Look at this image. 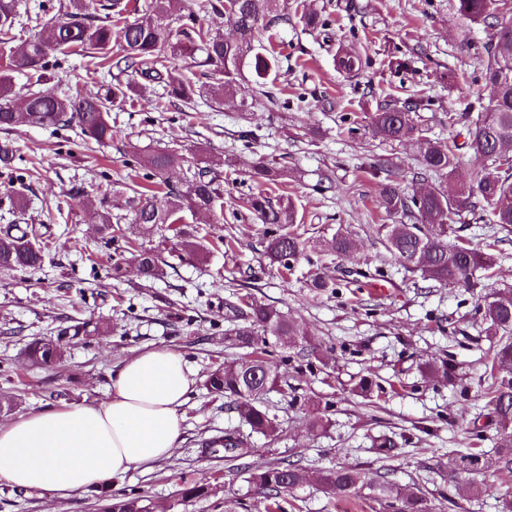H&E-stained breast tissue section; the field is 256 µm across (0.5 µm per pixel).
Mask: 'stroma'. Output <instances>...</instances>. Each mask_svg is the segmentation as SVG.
<instances>
[{"label":"stroma","mask_w":512,"mask_h":512,"mask_svg":"<svg viewBox=\"0 0 512 512\" xmlns=\"http://www.w3.org/2000/svg\"><path fill=\"white\" fill-rule=\"evenodd\" d=\"M327 2L324 34L305 30L301 0H288V23L262 32V40H274L288 57L280 81L289 102H262L254 119L228 106L185 111L151 84L135 107L112 109V141L105 147L83 141L75 129L0 130V146L33 174L22 219L51 232L50 256L40 269L0 270V403L11 405L0 412V423L103 402L114 373L136 351L173 349L197 373L181 408V442L169 459L66 499L0 479V512H100L111 496L147 498L153 512H224L231 495L242 502L239 512H266V499L249 491L244 473L227 471L223 459L202 452L225 429L242 426L227 399L212 397L204 383L214 367L244 355L226 348L224 333L234 326L226 301L246 294L287 313L318 345L310 356L273 349L282 384L265 401L279 435H253L249 467L283 458L309 471L355 466L367 483L386 478L420 488L441 512H505L500 490L512 486V464L494 459L499 433L483 396L492 382L486 373L492 352L479 322L485 298L512 289V233L463 214L458 235L474 248L491 249L494 276L469 290L432 286L386 250L376 231L386 221L375 205L378 180L368 172L370 164L389 162L394 179L407 186L417 167L409 145L382 142L369 131L368 116L382 101L420 93L430 103L422 114L430 136L464 134L448 116L491 96L482 66L489 33L459 16L457 0H355L354 12L345 0ZM343 46L356 47L366 61L357 76L336 66ZM135 148L234 160L224 169L223 223L192 219L202 229L206 259H172L151 282L119 281L110 270L114 251L139 240L136 226L123 225L107 243L94 219L103 203H116ZM260 160L287 165L290 177L281 192L297 208L299 233L316 241L342 227L353 233L356 251L339 258L313 249L293 271L271 266L262 227L247 220L243 207L252 188L247 172ZM315 275L335 283V290L311 288ZM75 320L104 332L70 340L59 363L32 364L29 344L57 339ZM433 357L454 366L455 383L421 372ZM363 376L380 392L357 396L353 386ZM313 399L327 420L314 437L308 432ZM380 435L397 440L393 457L374 452L372 441ZM472 447L492 461L479 475L488 486L479 499L470 497L467 478L449 480L443 468L449 455ZM204 472L214 476L212 493L181 504L180 490ZM281 504L282 512L377 507L311 482L284 493Z\"/></svg>","instance_id":"35a3bbf8"}]
</instances>
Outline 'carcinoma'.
Masks as SVG:
<instances>
[{"mask_svg": "<svg viewBox=\"0 0 512 512\" xmlns=\"http://www.w3.org/2000/svg\"><path fill=\"white\" fill-rule=\"evenodd\" d=\"M177 0H145V18L128 20L139 11V0H65L58 14L47 21L42 15L51 6L38 4L35 15L39 31L16 51L15 30L21 21L24 0H0V130L33 125L61 130L77 127L86 140L100 144L112 141L110 112L117 104L131 102L140 88L133 77L139 76L168 89L170 97L190 107L202 97L223 106L229 104L242 112L253 113L255 102L236 99L237 78L244 68L257 77L258 94L273 100L283 92L269 77L282 68L280 52L273 45L257 43L260 30L288 21L285 0H199L197 10L176 13ZM302 19L312 31L323 32L328 26L326 6L317 0H305ZM457 11L474 24L492 30L486 43L484 76L494 96L488 105L468 104L448 120L466 128L462 143L432 138L418 123V113L425 109L421 95L413 93L403 102L386 100L369 116L372 134L384 141L410 144L418 160L413 181L428 179L459 180L453 194L432 187L409 193L394 183L391 176L380 181L377 208L389 223L377 225L386 249L411 273L439 285L475 286V273L495 264L491 254L459 241L448 239L455 233V218L465 213L478 215L486 224L512 228V156L501 152L512 148V19L506 18L505 0H457ZM218 13L232 24L235 38L203 27L199 13ZM71 58H79L87 71L98 74L106 69L110 80L100 85L94 95L79 87L60 93L47 86V74L62 67ZM184 64H178V61ZM338 69L356 75L362 58L355 49H343L336 57ZM24 72L26 82L20 92L14 90L10 72ZM481 160L465 176H459L463 151ZM136 184L124 197L123 213L108 209L97 213V223L104 238L112 241L126 222L138 226L144 238H158L152 248H142L128 261L122 254L112 259V273L131 275L144 281L163 275L162 253L166 232L175 230L178 249L170 253L178 258L199 256L202 245L197 230L185 222V212L208 217L213 224L224 223V172L226 164L218 156H188L178 149H163L147 154L132 152ZM4 178V198L19 219H24L30 184L12 165L9 151L0 149ZM286 166L261 164L252 177L259 184L257 192L246 198V209L256 223L264 226L263 235L269 264L291 270L292 264L315 245L294 230L298 212L291 200L269 193L272 187L288 180ZM160 180L166 189L167 204L159 207L150 181ZM48 236L33 224L21 228L10 224L0 229V269L35 270L42 266ZM356 246L353 234L342 228L331 238L320 241L323 251L343 257ZM235 319L242 324L225 333L227 347L250 348L251 356L242 361H226L209 375L208 391L230 400L233 409L251 432L272 438L277 432L264 396L281 386L278 365L266 357V346L274 340L283 349L309 348L316 345L299 331L294 322L270 304L250 296H239L228 303ZM485 336L496 347L490 376L493 379L489 406L500 430L495 453L512 463V290L485 301L482 315ZM30 357L50 365L64 356V346L52 340L37 341L29 348ZM210 452H224V462L234 463L251 453L248 438L228 429L212 440ZM484 467V453L479 451L448 457V478L463 473H477ZM308 475L299 464L281 460L249 473L248 483L261 490L271 501L268 512L280 508L278 498L303 482ZM318 485L346 496H362L361 473L344 466L323 469L316 474ZM369 496L394 512H436V507L418 488L403 490L388 479L368 486ZM210 477L204 475L181 490V501L191 502L209 496ZM144 499L106 500L101 512H142Z\"/></svg>", "mask_w": 512, "mask_h": 512, "instance_id": "1", "label": "carcinoma"}]
</instances>
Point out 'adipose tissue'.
Masks as SVG:
<instances>
[{
	"mask_svg": "<svg viewBox=\"0 0 512 512\" xmlns=\"http://www.w3.org/2000/svg\"><path fill=\"white\" fill-rule=\"evenodd\" d=\"M195 381L175 350L135 353L114 374L105 401L0 425V478L62 499L131 469L150 468L178 447L180 408Z\"/></svg>",
	"mask_w": 512,
	"mask_h": 512,
	"instance_id": "adipose-tissue-1",
	"label": "adipose tissue"
}]
</instances>
